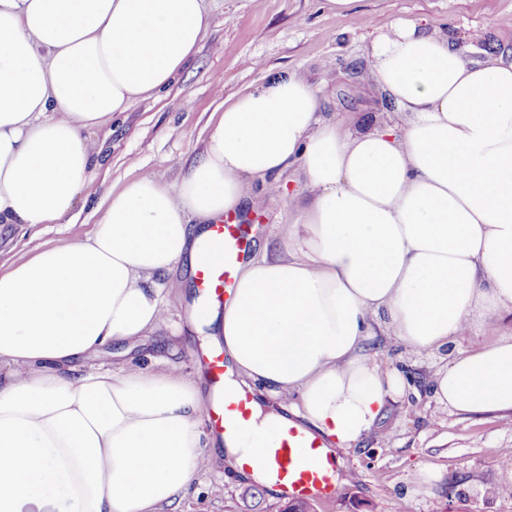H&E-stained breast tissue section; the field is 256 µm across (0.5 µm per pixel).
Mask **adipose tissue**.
<instances>
[{
    "label": "adipose tissue",
    "mask_w": 512,
    "mask_h": 512,
    "mask_svg": "<svg viewBox=\"0 0 512 512\" xmlns=\"http://www.w3.org/2000/svg\"><path fill=\"white\" fill-rule=\"evenodd\" d=\"M209 25L207 0H0V224L63 219L92 176L88 132L166 88ZM369 68L403 124L319 120L315 89L276 74L224 105L177 181L141 173L85 239L0 272V512H164L217 445L280 494L241 461L282 408L350 447L401 390L368 351L377 329L434 352L512 311V64L404 23ZM294 163L308 179L296 252L238 263L203 320L225 390L258 394L251 435H205L202 392L176 372H76L156 328L161 281L207 225ZM432 383L450 411H512V336L456 351Z\"/></svg>",
    "instance_id": "1"
}]
</instances>
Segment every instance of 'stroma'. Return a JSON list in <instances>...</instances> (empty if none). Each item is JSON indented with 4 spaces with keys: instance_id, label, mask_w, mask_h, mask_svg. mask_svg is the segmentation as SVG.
Returning a JSON list of instances; mask_svg holds the SVG:
<instances>
[{
    "instance_id": "35a3bbf8",
    "label": "stroma",
    "mask_w": 512,
    "mask_h": 512,
    "mask_svg": "<svg viewBox=\"0 0 512 512\" xmlns=\"http://www.w3.org/2000/svg\"><path fill=\"white\" fill-rule=\"evenodd\" d=\"M210 26L193 61L169 87L133 103L93 129L96 165L72 211L57 224L0 226V265L28 255L40 244H63L89 235L103 196L148 172L174 182L184 161L204 148L220 103L232 102L265 75L293 71L318 92L317 116L357 127L402 124L405 116L369 77L374 37L398 21L411 22L449 40L471 58L512 63V0H351L340 9L330 0H209ZM281 198L271 203L253 183L246 216L250 239L280 254L294 252L301 221L297 199L306 175L292 164L279 176ZM188 271L176 268L163 280L160 327L122 346L100 350L86 368L195 374L194 355L205 337L189 325ZM369 346L378 362L398 372L401 391L361 443L339 450L343 473L334 500L316 499L314 512H512V412H452L435 398L431 377L447 361L442 353L414 352L390 336ZM439 472L423 480L424 468ZM458 480L463 500L449 501L445 487ZM283 499L205 456L190 494L166 512H282Z\"/></svg>"
}]
</instances>
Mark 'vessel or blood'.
<instances>
[{
	"label": "vessel or blood",
	"instance_id": "obj_1",
	"mask_svg": "<svg viewBox=\"0 0 512 512\" xmlns=\"http://www.w3.org/2000/svg\"><path fill=\"white\" fill-rule=\"evenodd\" d=\"M248 232L240 224L219 223L208 227L195 272L196 286L205 302L223 301L234 286V272L247 251ZM197 361L209 388L204 403V423L217 435H241L251 430V400L246 394L224 392L225 362L222 351L202 349ZM273 441L260 449L258 458H244V467L262 463L282 485L288 497L308 500L333 497L338 479L334 450L319 435L303 430L296 421L276 424Z\"/></svg>",
	"mask_w": 512,
	"mask_h": 512
}]
</instances>
